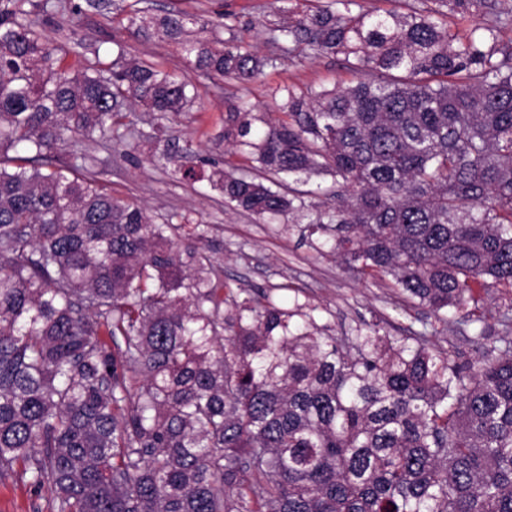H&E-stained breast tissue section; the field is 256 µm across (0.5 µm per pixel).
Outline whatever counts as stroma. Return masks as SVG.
Wrapping results in <instances>:
<instances>
[{
  "instance_id": "obj_1",
  "label": "stroma",
  "mask_w": 512,
  "mask_h": 512,
  "mask_svg": "<svg viewBox=\"0 0 512 512\" xmlns=\"http://www.w3.org/2000/svg\"><path fill=\"white\" fill-rule=\"evenodd\" d=\"M139 2L148 15L160 17L180 9L201 19L218 21L220 14L235 15L241 34L259 55L272 47L261 20L267 19L272 0H26L24 8L39 21L40 31L55 44L79 54L82 63L110 56L114 40H124L128 59L154 63L166 70L186 72L196 87L199 111L181 115L157 126L153 113H141L134 140L147 144L152 137L179 143L192 142V165L205 172L242 167L240 156L222 139L224 104L244 98L261 109L274 107L279 87L294 84L302 89H330L349 83L352 75L341 57L299 59L281 57L257 81L242 85L189 68L180 44L152 36H128L125 9ZM83 154L81 173L96 179L114 195L136 198L155 218L185 216L207 225L208 243L224 268L228 287L259 289L277 304L293 299L323 307V323L333 335L353 334L365 322H377L383 334L403 338L425 336L460 363L480 357L485 348L512 339V324L503 325L512 310V288L486 287L481 326L439 321L427 308L405 300L390 281L360 278L347 272L333 258L317 257L301 240L308 219L295 214L290 228L260 222L224 203L223 194L208 181L184 180L175 165L141 160L132 163L111 140L77 138L54 154L53 162L73 163V149ZM484 339H477V332ZM50 488L33 491L13 479L0 480V512H33L47 505Z\"/></svg>"
}]
</instances>
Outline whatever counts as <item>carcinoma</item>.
I'll return each instance as SVG.
<instances>
[{"instance_id": "1", "label": "carcinoma", "mask_w": 512, "mask_h": 512, "mask_svg": "<svg viewBox=\"0 0 512 512\" xmlns=\"http://www.w3.org/2000/svg\"><path fill=\"white\" fill-rule=\"evenodd\" d=\"M355 12L314 0L260 57L184 39L188 12L126 17L240 83L277 54L344 57L356 82L227 105L224 142L257 171L208 182L268 223L306 208L281 176L337 186L308 236L434 314L512 288V0ZM485 13L467 34L448 18ZM115 57L73 69L22 0H0V478L50 512H512V341L463 367L423 336L328 334L318 307L233 291L195 224H158L66 165L68 135L121 139L137 110H191L187 75ZM111 338L106 343L102 337Z\"/></svg>"}]
</instances>
